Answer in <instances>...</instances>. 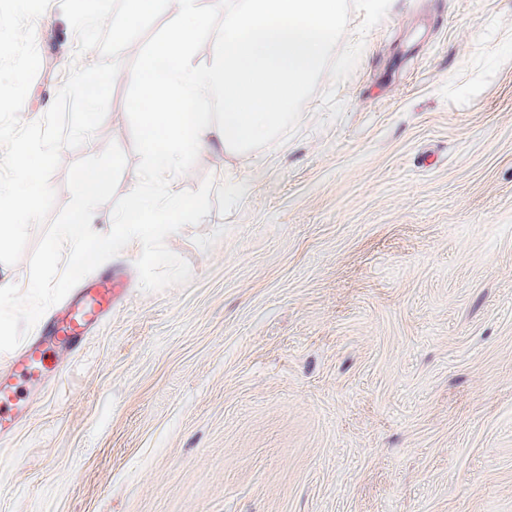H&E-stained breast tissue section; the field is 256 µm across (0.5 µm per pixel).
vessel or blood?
<instances>
[{
    "label": "vessel or blood",
    "mask_w": 512,
    "mask_h": 512,
    "mask_svg": "<svg viewBox=\"0 0 512 512\" xmlns=\"http://www.w3.org/2000/svg\"><path fill=\"white\" fill-rule=\"evenodd\" d=\"M128 286L125 267L103 268L55 305L34 336L14 351L0 371V439L11 436L28 417V396L44 391L64 361L76 356L111 319Z\"/></svg>",
    "instance_id": "1"
}]
</instances>
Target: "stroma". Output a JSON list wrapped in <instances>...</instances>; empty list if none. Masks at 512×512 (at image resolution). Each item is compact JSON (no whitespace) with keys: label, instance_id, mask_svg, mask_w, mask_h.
<instances>
[{"label":"stroma","instance_id":"obj_1","mask_svg":"<svg viewBox=\"0 0 512 512\" xmlns=\"http://www.w3.org/2000/svg\"><path fill=\"white\" fill-rule=\"evenodd\" d=\"M39 120L76 56L57 0L35 24ZM345 110L199 151L201 224L167 247L188 284L130 286L0 441V512H512V0H391ZM116 80L94 143L139 161Z\"/></svg>","mask_w":512,"mask_h":512}]
</instances>
